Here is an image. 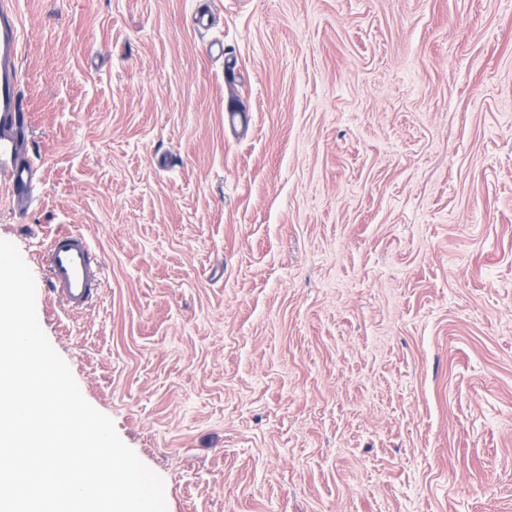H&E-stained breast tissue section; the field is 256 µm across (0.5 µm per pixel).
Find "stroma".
<instances>
[{"instance_id":"stroma-1","label":"stroma","mask_w":512,"mask_h":512,"mask_svg":"<svg viewBox=\"0 0 512 512\" xmlns=\"http://www.w3.org/2000/svg\"><path fill=\"white\" fill-rule=\"evenodd\" d=\"M17 9L0 239L100 254L37 317L167 512H512V0ZM9 0L0 2V122L6 133L0 135V189L13 202L32 201L37 189L32 163L22 155L21 145L6 127L24 119L25 107L18 95L19 31ZM45 287L65 309L79 312L102 288L100 262L85 235L78 231L55 233L39 255Z\"/></svg>"}]
</instances>
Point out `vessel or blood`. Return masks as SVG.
Segmentation results:
<instances>
[{
	"label": "vessel or blood",
	"instance_id": "b4317fda",
	"mask_svg": "<svg viewBox=\"0 0 512 512\" xmlns=\"http://www.w3.org/2000/svg\"><path fill=\"white\" fill-rule=\"evenodd\" d=\"M19 31L10 0H0V124L15 125L24 118V102L18 95ZM37 189L32 163L22 155L12 133L0 134V192L12 201L30 202ZM45 286L65 309L86 308L102 286L100 263L80 232L55 233L39 255Z\"/></svg>",
	"mask_w": 512,
	"mask_h": 512
}]
</instances>
